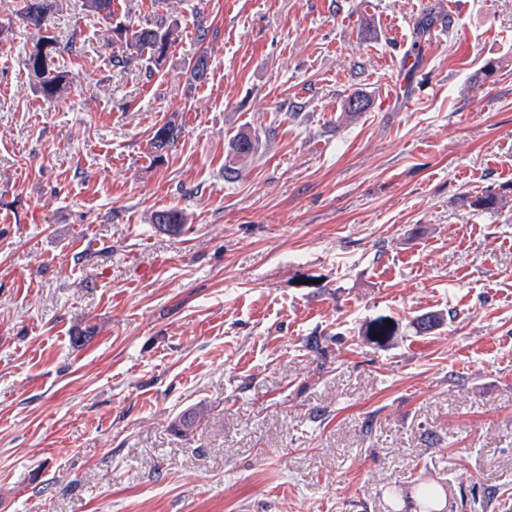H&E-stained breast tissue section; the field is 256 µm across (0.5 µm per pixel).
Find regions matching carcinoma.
Here are the masks:
<instances>
[{"instance_id": "obj_1", "label": "carcinoma", "mask_w": 512, "mask_h": 512, "mask_svg": "<svg viewBox=\"0 0 512 512\" xmlns=\"http://www.w3.org/2000/svg\"><path fill=\"white\" fill-rule=\"evenodd\" d=\"M67 7L66 0H24V5L17 16L18 21L34 30L33 49L26 54L25 66L34 81L35 91L49 103H59L68 97L74 85L75 76L61 67L58 60L60 46L57 37L52 34L50 17ZM86 16L101 19L111 24L112 42L122 47V53L112 59V66L129 69L141 67L146 73L153 74L162 70L170 49L180 40L181 29L178 22L167 15L155 16L138 25L112 23L114 12L112 0H82ZM208 56L201 52L196 56L191 67V83L203 81L207 75ZM371 105L369 97L360 92H353L343 102V112L348 117L366 111ZM179 129L173 122H167L153 133L150 148L155 157L171 149L177 142ZM254 151L251 135L241 133L234 139L232 154L228 164L224 165V178L238 177ZM502 197L488 191L480 195L468 194L463 198V205L474 210L495 211ZM186 214L178 208L158 210L152 215V223L168 232H178L186 224ZM444 323V315L429 312L419 316L416 330L428 334Z\"/></svg>"}]
</instances>
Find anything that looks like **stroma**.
<instances>
[{
	"label": "stroma",
	"instance_id": "1",
	"mask_svg": "<svg viewBox=\"0 0 512 512\" xmlns=\"http://www.w3.org/2000/svg\"><path fill=\"white\" fill-rule=\"evenodd\" d=\"M20 2L0 0V512H423L424 485L440 512H512V193L460 202L512 184V0H168L183 36L153 75L113 67L109 24L67 0L56 105ZM172 207L179 234L150 222ZM178 137L179 129L174 122H167L157 128L150 142V148L155 158H161L164 151L171 149ZM254 151V140L247 133L238 134L233 143L228 164H224V178H237Z\"/></svg>",
	"mask_w": 512,
	"mask_h": 512
}]
</instances>
